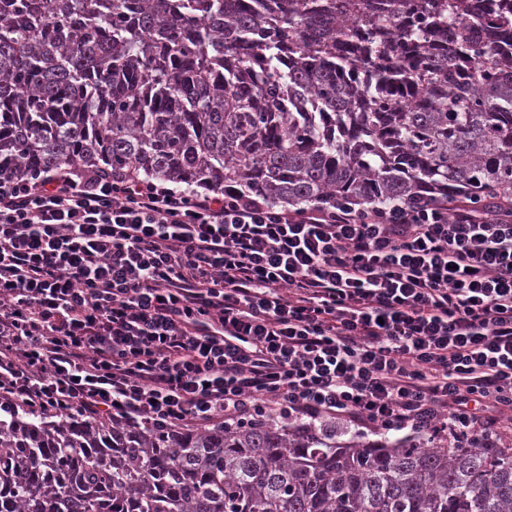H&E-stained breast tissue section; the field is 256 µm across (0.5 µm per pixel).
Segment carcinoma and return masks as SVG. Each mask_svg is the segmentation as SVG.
Listing matches in <instances>:
<instances>
[{"label":"carcinoma","instance_id":"obj_1","mask_svg":"<svg viewBox=\"0 0 512 512\" xmlns=\"http://www.w3.org/2000/svg\"><path fill=\"white\" fill-rule=\"evenodd\" d=\"M512 204V0H0V175ZM0 512H512V448L0 409Z\"/></svg>","mask_w":512,"mask_h":512}]
</instances>
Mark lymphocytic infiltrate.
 Here are the masks:
<instances>
[{"instance_id": "lymphocytic-infiltrate-1", "label": "lymphocytic infiltrate", "mask_w": 512, "mask_h": 512, "mask_svg": "<svg viewBox=\"0 0 512 512\" xmlns=\"http://www.w3.org/2000/svg\"><path fill=\"white\" fill-rule=\"evenodd\" d=\"M512 426V206L279 207L71 165L0 179V406Z\"/></svg>"}]
</instances>
